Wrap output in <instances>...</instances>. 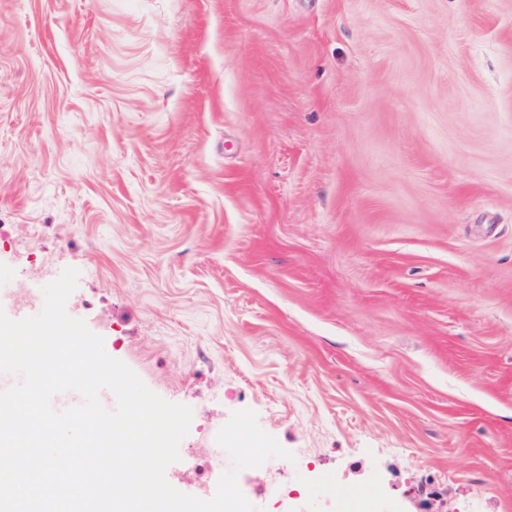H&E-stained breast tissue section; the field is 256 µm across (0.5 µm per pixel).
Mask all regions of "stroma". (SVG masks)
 Wrapping results in <instances>:
<instances>
[{"label":"stroma","instance_id":"stroma-1","mask_svg":"<svg viewBox=\"0 0 512 512\" xmlns=\"http://www.w3.org/2000/svg\"><path fill=\"white\" fill-rule=\"evenodd\" d=\"M0 271L295 454L256 512H512V0H0Z\"/></svg>","mask_w":512,"mask_h":512}]
</instances>
